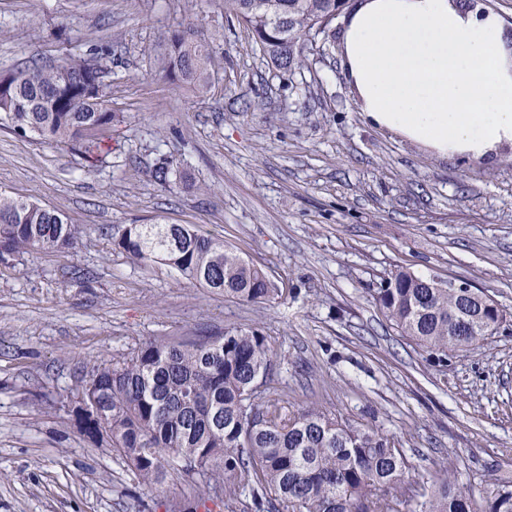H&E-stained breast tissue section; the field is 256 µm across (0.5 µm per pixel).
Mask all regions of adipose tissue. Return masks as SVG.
I'll list each match as a JSON object with an SVG mask.
<instances>
[{"instance_id":"adipose-tissue-1","label":"adipose tissue","mask_w":512,"mask_h":512,"mask_svg":"<svg viewBox=\"0 0 512 512\" xmlns=\"http://www.w3.org/2000/svg\"><path fill=\"white\" fill-rule=\"evenodd\" d=\"M341 66L367 120L442 158L512 145V35L469 0H356Z\"/></svg>"}]
</instances>
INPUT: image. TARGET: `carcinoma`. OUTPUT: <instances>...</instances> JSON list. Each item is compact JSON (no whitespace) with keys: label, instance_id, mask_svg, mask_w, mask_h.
I'll use <instances>...</instances> for the list:
<instances>
[{"label":"carcinoma","instance_id":"obj_1","mask_svg":"<svg viewBox=\"0 0 512 512\" xmlns=\"http://www.w3.org/2000/svg\"><path fill=\"white\" fill-rule=\"evenodd\" d=\"M346 0H224L225 14L247 27L283 74L292 71ZM164 69L182 84L211 80V48L192 27L169 33ZM112 56L89 50L62 64L14 72L0 91V126L45 144L76 142L87 160L104 151L101 133L114 114L105 78ZM176 158L154 168L166 184ZM80 230L57 211L0 192V255L75 247ZM113 246L137 262H155L226 298L260 305L279 297L276 282L193 224H130ZM404 270L373 300L385 317L428 356L442 361L497 332L460 326L463 298ZM274 351L254 329L228 327L205 336L154 337L110 362L86 368L74 394L80 431L125 461L138 483L156 491L183 477L219 490L231 508L244 499L256 512H512V478L477 495L455 487L451 468L414 474L404 450L378 432L308 408L290 412L263 389ZM404 498L389 495L402 483ZM207 497L177 502L170 512H213Z\"/></svg>","mask_w":512,"mask_h":512}]
</instances>
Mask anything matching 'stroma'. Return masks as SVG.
<instances>
[{"label": "stroma", "instance_id": "stroma-1", "mask_svg": "<svg viewBox=\"0 0 512 512\" xmlns=\"http://www.w3.org/2000/svg\"><path fill=\"white\" fill-rule=\"evenodd\" d=\"M213 50L207 89L165 78L170 31ZM112 47L109 153L0 128V190L82 229L78 246L0 260V512H166L191 479L152 493L73 420L89 362L147 339L240 326L267 336V378L309 407L395 441L419 470L457 465L478 493L512 476V146L448 159L372 125L317 39L281 76L224 0H0V72ZM178 170L161 184V155ZM197 224L271 273L263 306L224 298L113 250L129 224ZM404 269L469 283L507 318L479 348L437 362L370 292Z\"/></svg>", "mask_w": 512, "mask_h": 512}]
</instances>
